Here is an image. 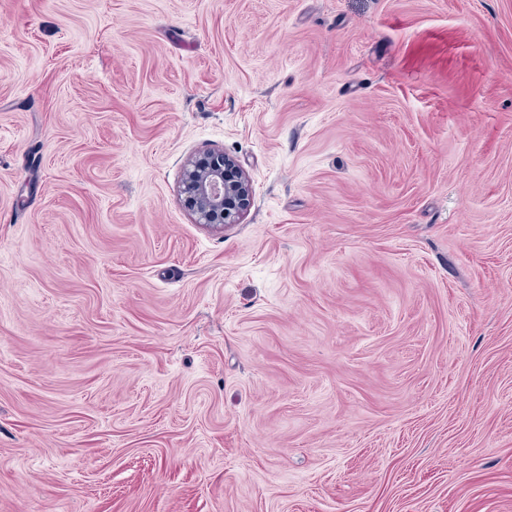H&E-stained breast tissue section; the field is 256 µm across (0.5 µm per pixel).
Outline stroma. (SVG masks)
<instances>
[{
	"label": "stroma",
	"instance_id": "1",
	"mask_svg": "<svg viewBox=\"0 0 512 512\" xmlns=\"http://www.w3.org/2000/svg\"><path fill=\"white\" fill-rule=\"evenodd\" d=\"M0 512H512V0H0ZM181 183L185 208L197 224L214 231L240 223L252 205L248 174L222 150L203 151L187 159Z\"/></svg>",
	"mask_w": 512,
	"mask_h": 512
}]
</instances>
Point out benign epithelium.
<instances>
[{"label": "benign epithelium", "instance_id": "1", "mask_svg": "<svg viewBox=\"0 0 512 512\" xmlns=\"http://www.w3.org/2000/svg\"><path fill=\"white\" fill-rule=\"evenodd\" d=\"M181 195L196 223L221 231L240 223L252 205L253 188L234 157L207 150L185 162Z\"/></svg>", "mask_w": 512, "mask_h": 512}]
</instances>
